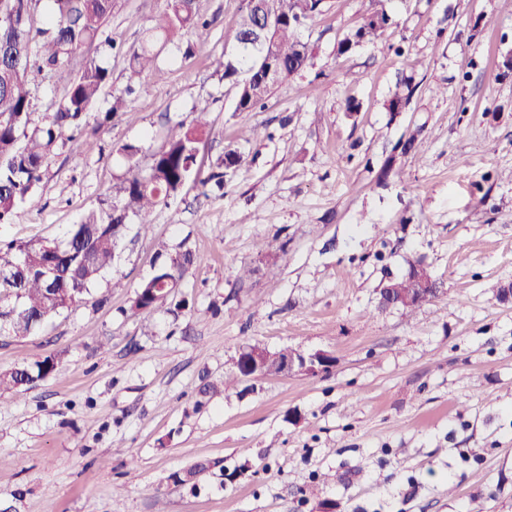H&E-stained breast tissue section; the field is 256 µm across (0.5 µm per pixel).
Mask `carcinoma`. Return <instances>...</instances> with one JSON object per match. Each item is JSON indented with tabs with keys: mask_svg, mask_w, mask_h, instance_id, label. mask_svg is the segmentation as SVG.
I'll list each match as a JSON object with an SVG mask.
<instances>
[{
	"mask_svg": "<svg viewBox=\"0 0 512 512\" xmlns=\"http://www.w3.org/2000/svg\"><path fill=\"white\" fill-rule=\"evenodd\" d=\"M49 13L42 22L32 19L36 4L26 0H5L3 8L14 20L0 25V224H9L17 211L37 203L35 190L42 181L43 168L58 144L87 131L86 116L109 81L107 68L94 60L75 69L74 60L87 43L104 34L112 14L114 0H50ZM166 7L150 28L138 49L128 58L129 75L123 94L113 98L104 120L133 111L127 96L143 75L160 76L157 68L159 44H166L189 31L207 29L209 23L198 13L196 0H165ZM381 0H370L373 8L362 17L357 29L338 43L343 54L382 35L391 25ZM325 0H271L268 3L269 26L258 29V7L243 0L241 20L233 37V50L219 67L223 78L237 88L235 111L252 112L263 106L268 96L310 62L311 54L299 37L306 22L321 13ZM272 57L277 77L268 79L259 68L260 52ZM45 74L65 89L55 111L34 119L31 99L35 94L33 75ZM413 87L403 83L386 103L390 112H403L410 103ZM208 105L197 110L194 125L177 124L170 128L165 143L153 154L148 172L139 171V148L125 145L121 151L129 163L127 177L117 195L104 199L87 212L80 223L58 238L61 254L48 258L41 240L19 243L0 240V316L7 336H28L35 332L29 315L38 314L42 322L53 315L87 300L90 287L112 270L116 254L127 231L118 235L117 226L130 225L136 219L140 230L147 231L155 207L175 193L194 170L207 133ZM240 156L227 152L217 170L199 179L205 188L211 182L220 187L224 170L235 166ZM200 261L186 248L166 254V260L135 293L131 308L151 312L178 299L175 308L186 306L179 288L188 271ZM56 370V361L46 358L31 365L0 374V389L32 386Z\"/></svg>",
	"mask_w": 512,
	"mask_h": 512,
	"instance_id": "cac0c4a2",
	"label": "carcinoma"
}]
</instances>
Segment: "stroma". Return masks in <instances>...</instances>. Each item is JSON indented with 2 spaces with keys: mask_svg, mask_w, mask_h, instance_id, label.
I'll use <instances>...</instances> for the list:
<instances>
[{
  "mask_svg": "<svg viewBox=\"0 0 512 512\" xmlns=\"http://www.w3.org/2000/svg\"><path fill=\"white\" fill-rule=\"evenodd\" d=\"M211 22L159 51L132 111L105 120L127 58L83 46L110 83L94 134L58 147L0 235L61 236L115 194L176 124L210 103L197 169L225 152L222 193L195 179L131 224L88 302L26 337L0 336V372L47 356L57 372L0 391V512H512V8L502 0H385L392 26L346 54L368 0H328L302 30L309 65L264 108L235 109L218 63L242 0H198ZM164 0H115L106 35L139 46ZM405 111L386 102L400 79ZM360 109H346L348 100ZM265 139L244 141L245 128ZM424 139L402 154L399 142ZM404 177H397V170ZM266 250H258V242ZM200 256L185 308L140 314L161 248ZM422 262L440 290L414 311L378 290ZM252 276H244V269ZM325 351L328 371L245 379L214 395L240 347ZM196 484L181 478L196 464ZM338 474L326 483L325 473Z\"/></svg>",
  "mask_w": 512,
  "mask_h": 512,
  "instance_id": "stroma-1",
  "label": "stroma"
}]
</instances>
